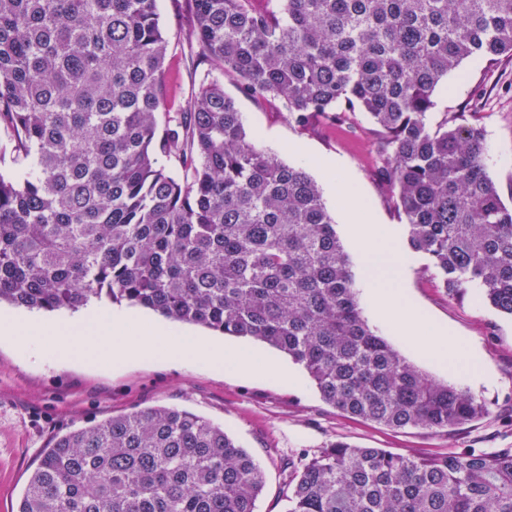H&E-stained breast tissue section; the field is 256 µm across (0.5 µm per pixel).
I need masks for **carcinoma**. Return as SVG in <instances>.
I'll use <instances>...</instances> for the list:
<instances>
[{"instance_id": "obj_1", "label": "carcinoma", "mask_w": 512, "mask_h": 512, "mask_svg": "<svg viewBox=\"0 0 512 512\" xmlns=\"http://www.w3.org/2000/svg\"><path fill=\"white\" fill-rule=\"evenodd\" d=\"M260 2L190 0L200 60L304 130L367 113L404 248L448 294L477 288L512 317V206L485 131L432 116L464 61L512 59V0ZM167 50L156 0H0V127L32 167L0 174V303H124L250 338L336 410L393 429L450 433L486 415L369 326L321 188L247 137L223 84L174 108ZM264 486L224 428L155 407L58 436L15 512H255ZM286 498L288 512H512V448L406 456L338 440Z\"/></svg>"}]
</instances>
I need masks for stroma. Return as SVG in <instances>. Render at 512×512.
<instances>
[{
	"instance_id": "1",
	"label": "stroma",
	"mask_w": 512,
	"mask_h": 512,
	"mask_svg": "<svg viewBox=\"0 0 512 512\" xmlns=\"http://www.w3.org/2000/svg\"><path fill=\"white\" fill-rule=\"evenodd\" d=\"M157 7L169 41L165 68L171 100L183 103L204 78L223 82L248 136L284 162L306 167L317 181L352 261H359V250L334 199L326 163L336 162L380 223L403 231L396 198L378 172V135L366 113H345L336 126L299 128L289 120L281 101L248 96L234 80L220 71H207L199 62L198 48L188 39L187 0H158ZM434 100L438 116L477 102L476 113L467 114L466 119L484 128L488 173L503 202L512 204V60H503L493 69L478 58L465 61L459 72L439 85ZM426 264L423 256L412 255L406 293L427 319L479 353L486 380L450 371L418 354L402 337L388 335L376 318L368 323L379 334L388 335L392 345L431 377L483 399L489 407L484 418L450 433L418 427L391 430L338 412L323 401L308 378L297 387L266 376L227 374L201 363L149 357L95 363L42 355L2 338L0 512H13L29 474L56 436L109 415L156 406H174L202 416L224 427L252 454L266 476L256 512H287L290 475L301 470L307 457L336 440L423 456L512 448V318L481 300L477 289L448 295Z\"/></svg>"
}]
</instances>
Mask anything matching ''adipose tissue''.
<instances>
[{
	"label": "adipose tissue",
	"mask_w": 512,
	"mask_h": 512,
	"mask_svg": "<svg viewBox=\"0 0 512 512\" xmlns=\"http://www.w3.org/2000/svg\"><path fill=\"white\" fill-rule=\"evenodd\" d=\"M336 197L352 216V233L363 258L364 290L374 316L402 336L418 353L445 363L461 349L458 338L424 318L402 289L407 258L394 233L374 219H361L358 195L338 188ZM0 337L52 353L79 352L97 360L153 357L193 361L232 374L254 373L290 381L287 368L262 355L247 356L217 345L193 342L183 331L142 321L132 312L94 309L81 320L46 323L13 315L0 316Z\"/></svg>",
	"instance_id": "obj_1"
}]
</instances>
